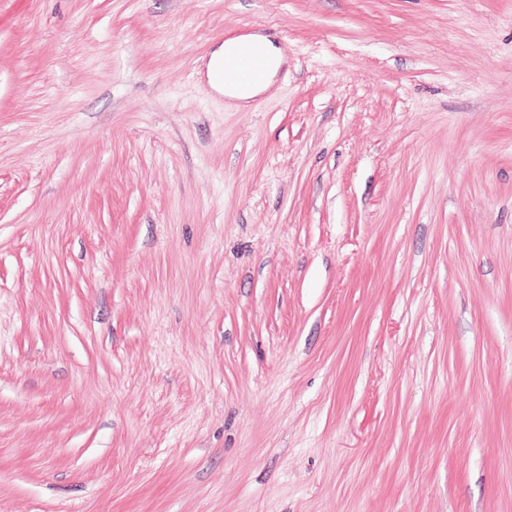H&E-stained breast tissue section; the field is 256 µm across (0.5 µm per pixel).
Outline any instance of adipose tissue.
Returning a JSON list of instances; mask_svg holds the SVG:
<instances>
[{
  "mask_svg": "<svg viewBox=\"0 0 512 512\" xmlns=\"http://www.w3.org/2000/svg\"><path fill=\"white\" fill-rule=\"evenodd\" d=\"M250 46L258 49L264 56L267 68L264 78L252 85L247 93H240L235 85L230 82L221 80L219 71L222 62L238 48ZM285 62L282 50L268 37L262 34H249L239 38L230 39L224 42L211 54L208 62V79L210 84L217 90L223 91L225 97L241 100L242 97H256L272 86L274 79Z\"/></svg>",
  "mask_w": 512,
  "mask_h": 512,
  "instance_id": "1",
  "label": "adipose tissue"
}]
</instances>
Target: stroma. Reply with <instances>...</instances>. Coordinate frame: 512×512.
<instances>
[{
	"label": "stroma",
	"mask_w": 512,
	"mask_h": 512,
	"mask_svg": "<svg viewBox=\"0 0 512 512\" xmlns=\"http://www.w3.org/2000/svg\"><path fill=\"white\" fill-rule=\"evenodd\" d=\"M0 512H512V0H0ZM243 46L258 49L267 63L266 68V63L259 54L247 51L234 54L226 61L225 74L241 87L246 88L258 82L252 85L245 94H241L232 83L226 80L222 81L219 76L224 59ZM285 62L282 50L268 36L249 34L227 40L214 50L208 62L207 75L210 84L215 89L223 91L225 97L237 101H247L264 93L272 86L279 69Z\"/></svg>",
	"instance_id": "35a3bbf8"
}]
</instances>
